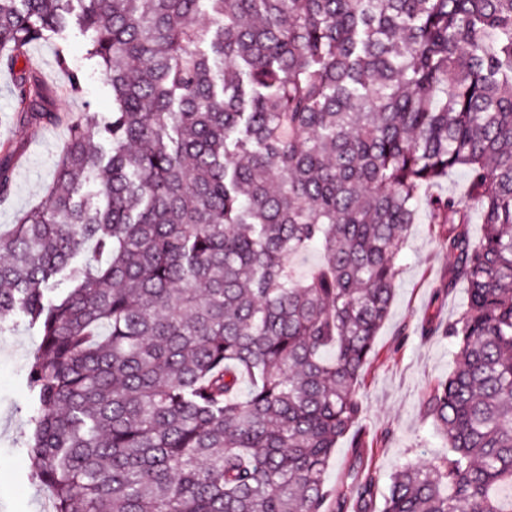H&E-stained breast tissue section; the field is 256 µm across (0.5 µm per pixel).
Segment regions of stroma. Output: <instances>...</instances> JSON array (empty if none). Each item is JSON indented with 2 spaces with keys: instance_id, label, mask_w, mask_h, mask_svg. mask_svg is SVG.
I'll use <instances>...</instances> for the list:
<instances>
[{
  "instance_id": "obj_1",
  "label": "stroma",
  "mask_w": 512,
  "mask_h": 512,
  "mask_svg": "<svg viewBox=\"0 0 512 512\" xmlns=\"http://www.w3.org/2000/svg\"><path fill=\"white\" fill-rule=\"evenodd\" d=\"M89 40V32L74 22L63 33L33 44L25 59L35 63L54 88L55 109L106 116L112 111V94L100 68L86 54ZM62 52L82 77L81 95L65 91L66 78L57 65ZM14 80L13 74L0 70V146L13 145L21 155L12 195L0 204L1 231L14 224L18 213L42 201L65 143L55 126L20 121L14 110ZM398 264L390 314L378 333L375 355L364 369L359 390L364 404L359 427L368 442L357 448L352 438L341 439L327 472L329 485L341 491L356 469L372 473L378 493H385L390 475L401 466L431 461L445 449L427 415L426 400L431 386L452 371L458 348L428 328L461 312L466 289L449 288L448 256L427 213H420L412 225ZM39 343L23 316L0 330V512H47L49 494L32 479L24 445L34 414L25 374Z\"/></svg>"
}]
</instances>
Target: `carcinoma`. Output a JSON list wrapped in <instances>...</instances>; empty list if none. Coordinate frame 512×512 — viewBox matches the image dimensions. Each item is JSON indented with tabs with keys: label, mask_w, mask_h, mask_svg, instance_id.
<instances>
[{
	"label": "carcinoma",
	"mask_w": 512,
	"mask_h": 512,
	"mask_svg": "<svg viewBox=\"0 0 512 512\" xmlns=\"http://www.w3.org/2000/svg\"><path fill=\"white\" fill-rule=\"evenodd\" d=\"M71 2L0 0V67ZM78 2L112 114L69 121L45 204L0 233V327L21 313L40 336L26 448L49 512H330L423 206L467 286L426 402L447 449L397 470L381 512H512V0ZM14 94L58 118L40 80ZM455 170L463 195L427 194ZM351 494L375 510L372 479Z\"/></svg>",
	"instance_id": "cac0c4a2"
}]
</instances>
